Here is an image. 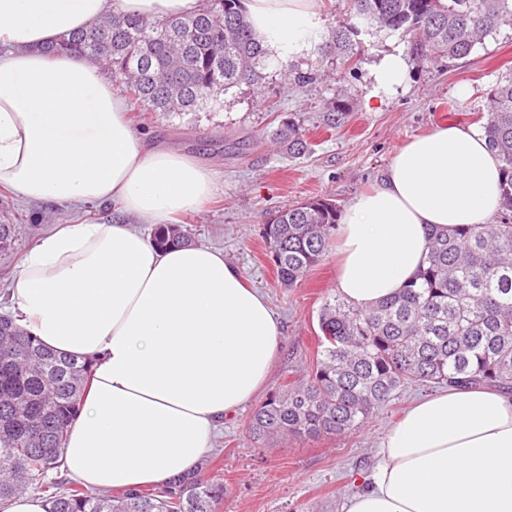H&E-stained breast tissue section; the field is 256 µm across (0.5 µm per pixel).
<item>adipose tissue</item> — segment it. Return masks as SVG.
<instances>
[{
    "mask_svg": "<svg viewBox=\"0 0 512 512\" xmlns=\"http://www.w3.org/2000/svg\"><path fill=\"white\" fill-rule=\"evenodd\" d=\"M317 0H244L270 44L299 50ZM201 0H0V186L32 201L113 202L134 224H62L11 290L26 328L93 377L60 469L123 494L191 471L225 418L266 386L282 336L266 298L222 252L163 250L142 232L197 211L212 174L151 145L99 67L41 48L107 13L191 15ZM501 164L481 135L439 123L393 154L336 228V291L358 308L393 296L428 254L433 228L497 210ZM369 485L345 512H512V394L449 386L391 424Z\"/></svg>",
    "mask_w": 512,
    "mask_h": 512,
    "instance_id": "ef3b65f1",
    "label": "adipose tissue"
}]
</instances>
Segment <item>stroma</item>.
I'll return each mask as SVG.
<instances>
[{
	"label": "stroma",
	"instance_id": "1",
	"mask_svg": "<svg viewBox=\"0 0 512 512\" xmlns=\"http://www.w3.org/2000/svg\"><path fill=\"white\" fill-rule=\"evenodd\" d=\"M401 35L380 31L366 39L356 71L341 60L310 51L288 54L302 69L322 71L317 83L282 91L276 67L265 71L263 95L247 85L232 88L210 112L166 116L132 112L139 131L182 150L214 175L213 197L181 222L194 243L223 251L247 282L264 293L281 318L282 353L268 392L291 373L312 367L316 358L318 311L336 286V257L312 268L295 287H281L262 239L269 214L312 197L346 208L388 166L395 150L443 121L473 124L487 110V93L512 75V25H503L464 59L409 63L405 82L379 89L374 69L390 53H406ZM345 92V122L326 128L324 104ZM277 104L270 112L269 104ZM300 119L313 145L310 155L291 159L267 137L280 117ZM112 204L93 206L31 202L0 188V221L17 227L10 251L0 253V308L10 307V288L28 253L55 225L115 218ZM428 387L402 390L360 431L303 441L274 438L252 442V406L225 420L203 459L204 476L223 482L227 494L218 512H342L379 462V445L389 424Z\"/></svg>",
	"mask_w": 512,
	"mask_h": 512
}]
</instances>
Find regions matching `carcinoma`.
I'll list each match as a JSON object with an SVG mask.
<instances>
[{
  "mask_svg": "<svg viewBox=\"0 0 512 512\" xmlns=\"http://www.w3.org/2000/svg\"><path fill=\"white\" fill-rule=\"evenodd\" d=\"M347 19L314 45L356 68L365 31L406 39L413 61L464 59L512 20V0H343ZM112 74L141 112H203L245 83L262 84L275 58L242 0H203L198 13L149 19L113 13L44 47ZM285 85L306 88L320 74L282 67ZM479 116L501 162L499 220L431 233L426 265L396 295L369 309L328 294L318 312L317 356L310 372L287 381L256 408L249 436L313 439L360 429L412 385H484L512 390V76L488 93ZM348 102L326 103L327 122L345 119ZM284 154L310 153L306 129L292 118L270 133ZM338 206L311 198L277 211L262 238L281 285L292 288L328 255ZM159 247L192 242L178 224L155 228ZM93 361L43 347L12 315H0V501L33 489L49 512H217L224 483L200 471L161 489L100 494L49 478L90 384Z\"/></svg>",
  "mask_w": 512,
  "mask_h": 512,
  "instance_id": "cac0c4a2",
  "label": "carcinoma"
}]
</instances>
